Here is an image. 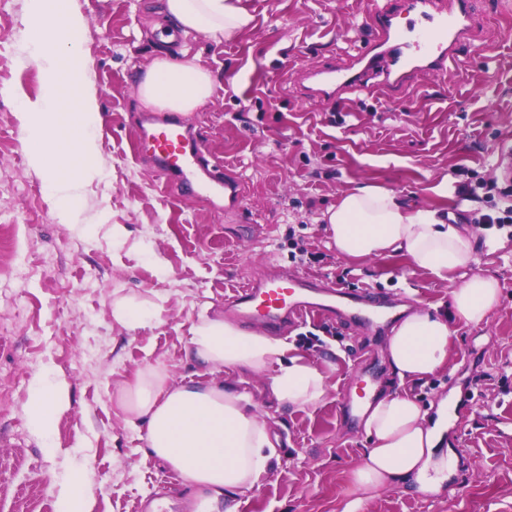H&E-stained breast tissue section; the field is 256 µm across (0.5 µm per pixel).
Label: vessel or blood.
Masks as SVG:
<instances>
[{"label": "vessel or blood", "mask_w": 512, "mask_h": 512, "mask_svg": "<svg viewBox=\"0 0 512 512\" xmlns=\"http://www.w3.org/2000/svg\"><path fill=\"white\" fill-rule=\"evenodd\" d=\"M404 12L417 18L419 28H400L398 18ZM483 26L475 0H396L395 6L374 8L371 35L348 61L300 68L294 80L305 100L326 108L344 95L367 90L372 78L390 92L400 93L417 74L440 75L459 65L458 46L476 40ZM140 144L166 186L207 204L223 196L225 214L242 223V180L221 162L209 161L203 141L179 114L148 120L140 131ZM225 307L247 326L280 333L313 313L349 327L380 329L392 319L395 303L378 289L350 290L278 268L253 276L227 298Z\"/></svg>", "instance_id": "1"}]
</instances>
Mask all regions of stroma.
<instances>
[{"instance_id":"obj_1","label":"stroma","mask_w":512,"mask_h":512,"mask_svg":"<svg viewBox=\"0 0 512 512\" xmlns=\"http://www.w3.org/2000/svg\"><path fill=\"white\" fill-rule=\"evenodd\" d=\"M253 27L222 44L196 33L179 48L157 40L151 22L163 0H70L86 27L81 50L100 116L105 177L81 189L76 223H60L40 174L30 167L19 98L36 99L43 74L26 41V0H0V512H55L60 483L82 470L92 512H136L174 498L193 512L169 465L150 454L117 405V392L140 369L193 378L187 354L200 316H223L224 297L273 262L347 288L409 297L410 307L451 311V282L411 269L401 256L340 255L322 218L360 185L394 191L413 206L447 211L473 235L472 269L494 277L497 306L487 321L454 322L448 363L427 379L400 383L387 334L348 330L310 315L289 328L298 354L326 369V392L313 407L269 403L264 377L225 374L256 395L255 412L275 437L271 473L237 494V512H344L351 473L369 443L363 421L344 420L339 400L379 378L384 394L402 390L423 406L454 398L457 417L436 458L438 491L415 480L373 492L360 512H512V232L484 228L480 214L512 205V180L495 166L512 139V11L478 0L490 22L476 45L462 46L461 68L417 76L402 95L381 87L335 108L300 100L291 74L342 62L368 37L371 0H244ZM209 71L214 94L190 113L211 158L236 170L253 221L228 228L224 213L167 195L141 159L138 127L147 109L138 85L156 57ZM447 183V197L433 188ZM479 187L478 199L461 193ZM304 247L306 259L295 258ZM132 296L163 307L161 321L130 329L112 316ZM380 362L358 367L356 351ZM51 371L68 385V405L51 441L29 424L31 383Z\"/></svg>"}]
</instances>
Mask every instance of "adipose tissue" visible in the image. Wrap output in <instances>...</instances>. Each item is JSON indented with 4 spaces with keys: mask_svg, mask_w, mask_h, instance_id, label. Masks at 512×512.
<instances>
[{
    "mask_svg": "<svg viewBox=\"0 0 512 512\" xmlns=\"http://www.w3.org/2000/svg\"><path fill=\"white\" fill-rule=\"evenodd\" d=\"M161 13L182 33H201L217 44L254 20L241 0H164ZM213 93L206 69L165 59L152 63L138 87L143 103L173 112L196 111ZM324 220L337 252L348 258L398 253L412 269L441 280L475 261L471 232L449 223L446 212L407 205L394 192L371 185L344 192ZM498 298L495 278L474 273L452 289V316L424 309L409 314L387 344L400 379L419 381L443 368L452 320L480 324ZM190 332L191 351L206 382H177L150 367L137 371L133 382L119 390L118 403L131 425H144L148 450L172 468L186 490L198 493L195 512H214L220 501L258 487L274 455L252 394L225 384L223 373L264 376V397L300 409L320 402L327 375L294 354L287 340L246 332L220 318L201 317ZM67 402L65 380L49 371L33 379L29 420L43 439H51ZM364 429L372 446L352 473L355 488L374 492L412 475L423 479L448 431V404L440 402L431 420L415 398L385 396L370 407Z\"/></svg>",
    "mask_w": 512,
    "mask_h": 512,
    "instance_id": "adipose-tissue-1",
    "label": "adipose tissue"
}]
</instances>
